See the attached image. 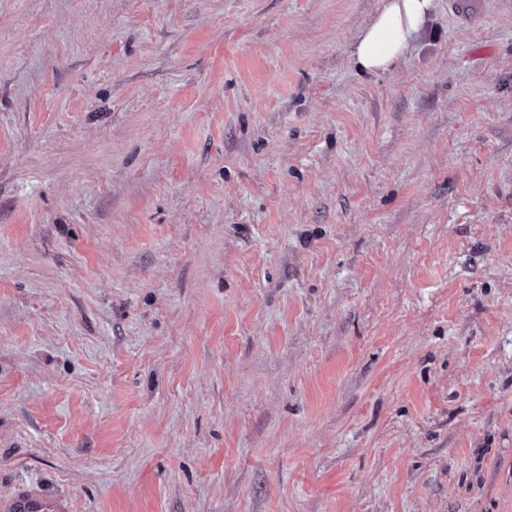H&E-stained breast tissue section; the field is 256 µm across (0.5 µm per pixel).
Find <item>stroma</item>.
<instances>
[{
  "mask_svg": "<svg viewBox=\"0 0 512 512\" xmlns=\"http://www.w3.org/2000/svg\"><path fill=\"white\" fill-rule=\"evenodd\" d=\"M0 0V496L512 512V0ZM435 0H385L359 33L352 49L362 72L390 71L404 57L435 8Z\"/></svg>",
  "mask_w": 512,
  "mask_h": 512,
  "instance_id": "stroma-1",
  "label": "stroma"
}]
</instances>
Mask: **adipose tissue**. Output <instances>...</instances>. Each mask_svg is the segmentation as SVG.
I'll return each mask as SVG.
<instances>
[{
  "label": "adipose tissue",
  "mask_w": 512,
  "mask_h": 512,
  "mask_svg": "<svg viewBox=\"0 0 512 512\" xmlns=\"http://www.w3.org/2000/svg\"><path fill=\"white\" fill-rule=\"evenodd\" d=\"M434 8V0H384L353 45L352 56L359 70L368 74L390 71L404 57Z\"/></svg>",
  "instance_id": "ef3b65f1"
}]
</instances>
